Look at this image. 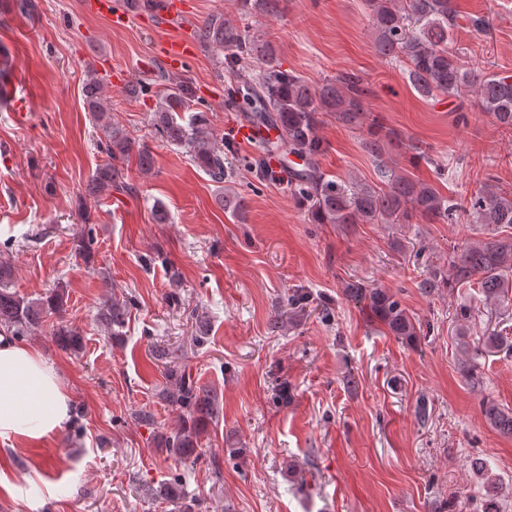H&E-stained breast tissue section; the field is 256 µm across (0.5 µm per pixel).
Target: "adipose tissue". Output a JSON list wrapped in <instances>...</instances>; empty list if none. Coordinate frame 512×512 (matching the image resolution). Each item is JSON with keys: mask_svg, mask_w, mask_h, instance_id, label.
<instances>
[{"mask_svg": "<svg viewBox=\"0 0 512 512\" xmlns=\"http://www.w3.org/2000/svg\"><path fill=\"white\" fill-rule=\"evenodd\" d=\"M73 406L61 376L35 348L0 331V441L36 444L66 427Z\"/></svg>", "mask_w": 512, "mask_h": 512, "instance_id": "obj_1", "label": "adipose tissue"}]
</instances>
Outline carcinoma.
Wrapping results in <instances>:
<instances>
[{"mask_svg":"<svg viewBox=\"0 0 512 512\" xmlns=\"http://www.w3.org/2000/svg\"><path fill=\"white\" fill-rule=\"evenodd\" d=\"M282 0H238L240 22L215 17L207 21L199 38L217 46L224 54V68L235 75L228 104L251 111L254 125L277 132L276 140L263 143L265 154L279 153L299 158V167H288V181L295 193L309 204L315 224H436L451 220L457 207L450 204L430 183L413 176L391 158L394 150L408 154L414 147L393 130H385L365 106L367 90L355 74H341L333 80L312 85L282 68L276 48L251 34L249 19L255 12H278ZM368 22L377 54L404 65L414 90L424 98L452 97L463 87L473 88L477 106L490 114L496 125L512 129V75L469 71L448 49V41L462 27L480 30L483 20L464 19L457 0H366ZM165 87L157 94L159 104L152 115L155 131L165 141L187 147L195 164L210 180L222 184L232 178L224 144L210 128L206 113L195 112L189 120L181 113L190 111L186 89L165 77ZM103 77L96 70L87 72L84 97L87 110L101 130L100 152L109 161L98 166L89 179L86 192L93 197L129 192L117 162L129 158L133 142L125 129L112 121L103 105ZM331 116L344 127L365 133L362 144L378 164V182L371 185L355 179L331 177L320 168L325 143L320 136L324 118ZM477 224L494 225L498 233L485 239L453 246L448 267L430 265L418 283L424 293L439 288L453 292L464 286L477 288L487 302L498 301L512 288V197L488 182L466 207ZM13 267L0 260V327L15 336H25L41 326L44 318L59 310L65 295L57 287L49 296L28 299L11 290ZM345 294L362 305L386 333L411 345L424 334L422 324L399 298L387 288H363L350 283ZM128 314L126 300L105 301L98 320L107 333L119 336ZM459 348L463 375L473 384L481 382L477 359L481 350L512 351V342L499 332L480 338L482 346L471 345L467 330L472 310L459 306ZM58 345L77 350L80 337L66 325L53 329ZM169 385L159 396L183 410L179 433L167 440L174 455L187 459L198 447L206 421L220 415L218 397L196 385L184 370L168 372ZM486 422L504 435H512V411L490 396L480 401Z\"/></svg>","mask_w":512,"mask_h":512,"instance_id":"obj_1","label":"carcinoma"}]
</instances>
